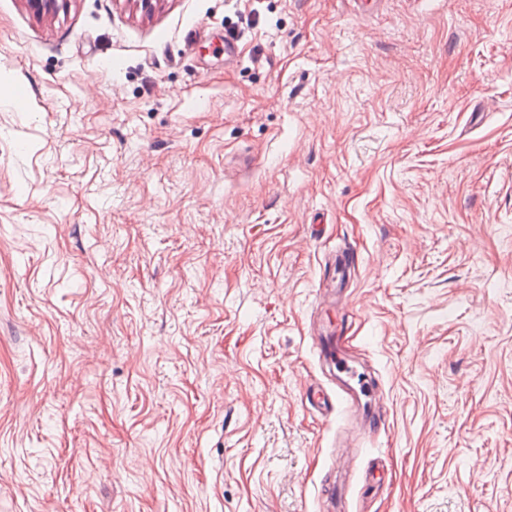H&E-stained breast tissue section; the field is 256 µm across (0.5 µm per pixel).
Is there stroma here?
<instances>
[{
	"instance_id": "1",
	"label": "stroma",
	"mask_w": 512,
	"mask_h": 512,
	"mask_svg": "<svg viewBox=\"0 0 512 512\" xmlns=\"http://www.w3.org/2000/svg\"><path fill=\"white\" fill-rule=\"evenodd\" d=\"M377 2L0 0V512H512V0ZM323 351L326 358L330 360V362L336 364L338 372L345 374L344 377L336 375L337 381L339 382V388L341 390V393H339L340 397L349 408H353L355 411H361L357 403L358 394H364L363 392H366V387L363 386V383H360L358 392V390L351 384V381L355 379V374L344 357L345 352L342 343L339 341L335 343L330 342L325 346Z\"/></svg>"
}]
</instances>
